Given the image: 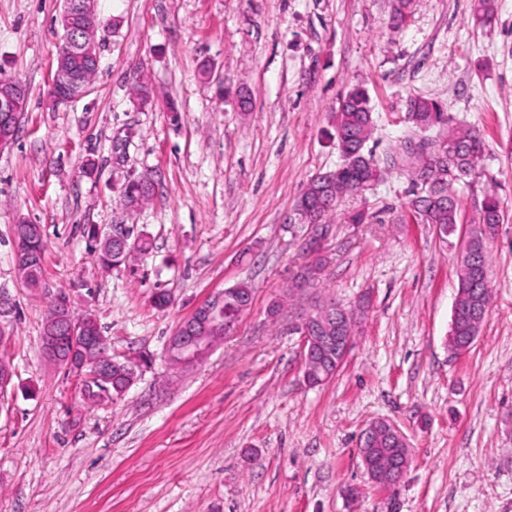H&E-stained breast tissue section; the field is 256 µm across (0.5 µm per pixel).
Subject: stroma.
Wrapping results in <instances>:
<instances>
[{"instance_id":"obj_1","label":"stroma","mask_w":512,"mask_h":512,"mask_svg":"<svg viewBox=\"0 0 512 512\" xmlns=\"http://www.w3.org/2000/svg\"><path fill=\"white\" fill-rule=\"evenodd\" d=\"M94 5L107 23L98 73L86 96L55 105L63 0H0V73L28 92L0 151V296L14 305L1 322L14 377L0 394V512H512V0H495L486 26L475 0H419L397 29L390 0ZM355 87L370 99L366 149L383 179L329 216L330 261L312 293L351 309L367 292L371 306L338 374L311 388L292 328L308 304L284 298L304 233L295 205L341 163L335 112ZM412 95L486 143L445 240L412 218L409 169L393 162ZM147 171L157 192L124 216L121 186ZM488 194L503 211L487 243L493 299L475 343L455 354L460 236ZM360 211L365 223H353ZM120 220L152 248L101 269L89 232ZM22 221L44 230L38 288L14 266ZM240 282L254 301L235 329L201 363L170 365L177 324ZM61 288L96 315L116 359L139 365L116 403L85 405L76 377L41 355ZM377 420L411 449L391 487L369 480L358 453Z\"/></svg>"}]
</instances>
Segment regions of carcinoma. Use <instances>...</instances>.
I'll return each instance as SVG.
<instances>
[{
	"label": "carcinoma",
	"mask_w": 512,
	"mask_h": 512,
	"mask_svg": "<svg viewBox=\"0 0 512 512\" xmlns=\"http://www.w3.org/2000/svg\"><path fill=\"white\" fill-rule=\"evenodd\" d=\"M415 6L416 0H392L391 23L401 25ZM72 65L80 83L97 75L98 65L81 60L76 53L72 55ZM443 115L439 103L432 98L416 95L406 101L410 137L418 138L422 145L419 153L414 155L411 171L414 190L408 208L421 223L444 224L452 234L459 212L454 185L474 170L475 163L485 151V143L477 131L454 127ZM436 125L443 128L438 136H424ZM372 131L373 113L365 90L354 88L348 91L336 109V146L343 156V163L307 182L298 198L305 204L300 211L303 223L325 222V217L335 210L342 196L359 194L380 181L382 170L372 153L365 151ZM139 195L146 200L152 195L145 175L125 184L121 193L123 205L130 206ZM501 220L499 199L493 195L485 197L478 211V220L471 225L467 235L473 262L457 265L458 289L448 332V347L454 353L477 339L485 320L484 311L488 310L492 298L486 241L492 237ZM150 249V242L143 238L131 244L126 254L121 255L115 250L112 239L105 236L95 238L93 256L98 265L110 269L125 263L128 255L135 251L145 254ZM326 262L327 256L323 252L314 253L312 259L294 275L288 285V295L306 294L314 287L309 278L311 268L321 269ZM253 293V288L247 283L231 287L224 299L226 318L236 320L238 303L252 299ZM68 317L82 326L84 335L63 337L64 359L61 365L79 378L83 402L98 405L121 398L136 379V366L127 361H114L110 372H95L92 364L96 356L95 347H107L101 326L90 312L78 315L70 309ZM334 359L336 353L333 349L321 348L307 360L310 386H320L328 381L325 369L332 365ZM372 433L371 442L360 441V458L370 463L371 469L367 471L370 480L390 486L394 465L409 463L408 444L391 436L389 428L380 423L374 425Z\"/></svg>",
	"instance_id": "cac0c4a2"
}]
</instances>
